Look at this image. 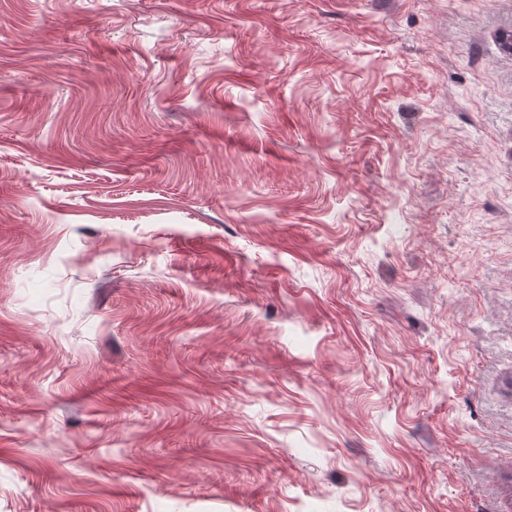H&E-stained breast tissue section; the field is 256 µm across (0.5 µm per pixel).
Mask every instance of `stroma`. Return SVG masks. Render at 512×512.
I'll return each mask as SVG.
<instances>
[{
  "mask_svg": "<svg viewBox=\"0 0 512 512\" xmlns=\"http://www.w3.org/2000/svg\"><path fill=\"white\" fill-rule=\"evenodd\" d=\"M512 0H0V512H512Z\"/></svg>",
  "mask_w": 512,
  "mask_h": 512,
  "instance_id": "stroma-1",
  "label": "stroma"
}]
</instances>
